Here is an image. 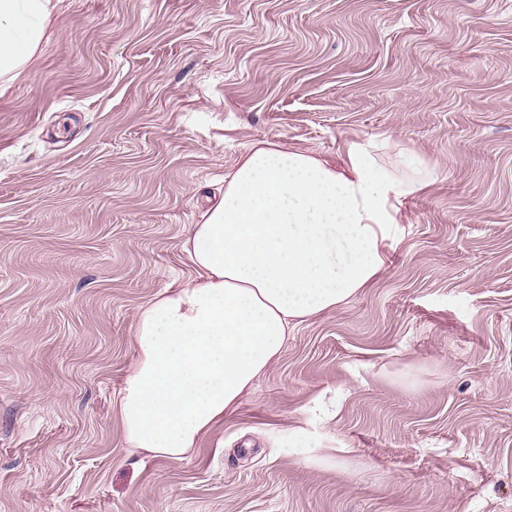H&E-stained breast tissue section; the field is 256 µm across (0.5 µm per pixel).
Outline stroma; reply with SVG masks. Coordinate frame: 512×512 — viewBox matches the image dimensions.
<instances>
[{"mask_svg": "<svg viewBox=\"0 0 512 512\" xmlns=\"http://www.w3.org/2000/svg\"><path fill=\"white\" fill-rule=\"evenodd\" d=\"M437 166L378 278L186 459L114 400L238 158ZM0 512H512V0H63L0 91Z\"/></svg>", "mask_w": 512, "mask_h": 512, "instance_id": "1", "label": "stroma"}]
</instances>
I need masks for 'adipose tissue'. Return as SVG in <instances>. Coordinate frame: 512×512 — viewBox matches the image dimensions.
Instances as JSON below:
<instances>
[{
    "mask_svg": "<svg viewBox=\"0 0 512 512\" xmlns=\"http://www.w3.org/2000/svg\"><path fill=\"white\" fill-rule=\"evenodd\" d=\"M62 0H0V82L33 65ZM375 141L341 163L252 145L192 225L191 281L155 293L134 325L135 356L114 400L127 448L180 460L279 358L290 331L341 308L386 268L408 198L436 168L414 153L378 165Z\"/></svg>",
    "mask_w": 512,
    "mask_h": 512,
    "instance_id": "obj_1",
    "label": "adipose tissue"
}]
</instances>
